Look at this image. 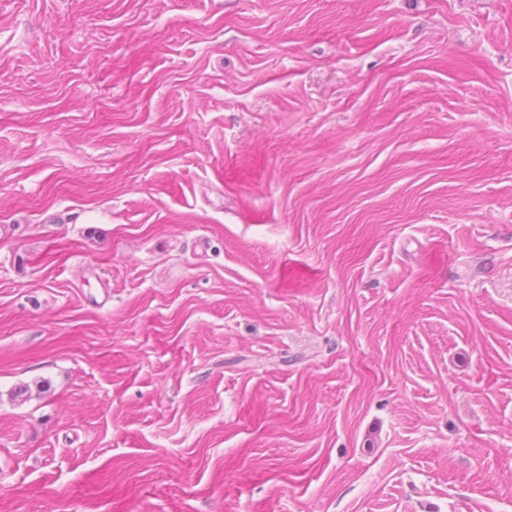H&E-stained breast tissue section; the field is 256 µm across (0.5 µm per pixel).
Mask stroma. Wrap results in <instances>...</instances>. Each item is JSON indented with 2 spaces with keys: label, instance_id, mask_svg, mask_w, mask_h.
I'll list each match as a JSON object with an SVG mask.
<instances>
[{
  "label": "stroma",
  "instance_id": "obj_1",
  "mask_svg": "<svg viewBox=\"0 0 512 512\" xmlns=\"http://www.w3.org/2000/svg\"><path fill=\"white\" fill-rule=\"evenodd\" d=\"M0 512H512V0H0Z\"/></svg>",
  "mask_w": 512,
  "mask_h": 512
}]
</instances>
